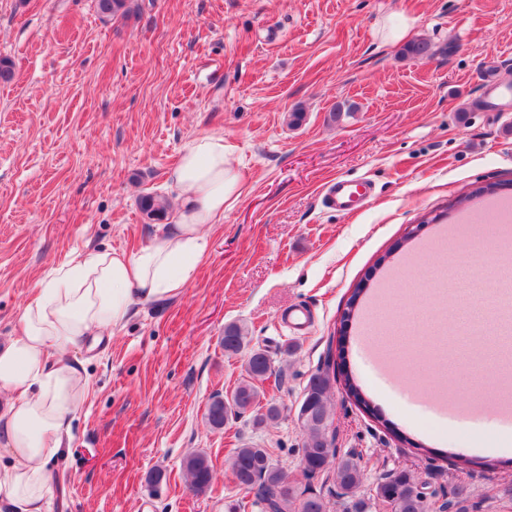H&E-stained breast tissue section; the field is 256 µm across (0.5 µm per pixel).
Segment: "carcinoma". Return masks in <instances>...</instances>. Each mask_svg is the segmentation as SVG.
<instances>
[{"mask_svg":"<svg viewBox=\"0 0 512 512\" xmlns=\"http://www.w3.org/2000/svg\"><path fill=\"white\" fill-rule=\"evenodd\" d=\"M132 0H97V11L104 19L125 18L131 12ZM403 54L416 59L434 56L432 44L423 38L410 41ZM138 206L152 222L166 216L164 201L153 194L139 198ZM221 345L227 354L247 355L246 376L227 395L217 394L207 407L208 424L221 430L228 421L247 412L252 413L253 425L263 428L278 422L283 408L272 401L261 404V393L254 380L263 378L273 371V360L268 351L250 346L246 330L237 324L224 328ZM333 382L329 371L319 368L306 383L299 413L305 415L302 422L303 441L301 468L303 475L311 480L319 479L321 484L337 487L336 496L341 512H370L373 505L382 502L390 512H431V502L418 491L420 483L408 472H388L375 482L373 494H361L365 472L360 460L353 454L336 459L335 438L331 430L332 420L328 409L329 394ZM229 468L236 487L253 491L263 512H331V500L322 492L291 488L288 495L280 490L288 476L273 460L268 449L255 443H244L233 449ZM182 469L191 479V486L197 492L207 489L213 478L209 457L203 452H194L182 460ZM471 495L466 484H458L448 500L452 512H470Z\"/></svg>","mask_w":512,"mask_h":512,"instance_id":"cac0c4a2","label":"carcinoma"}]
</instances>
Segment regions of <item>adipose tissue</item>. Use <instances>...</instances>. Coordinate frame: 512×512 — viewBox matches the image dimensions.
I'll use <instances>...</instances> for the list:
<instances>
[{"label": "adipose tissue", "mask_w": 512, "mask_h": 512, "mask_svg": "<svg viewBox=\"0 0 512 512\" xmlns=\"http://www.w3.org/2000/svg\"><path fill=\"white\" fill-rule=\"evenodd\" d=\"M180 190L174 224L136 252L94 249L40 281L20 316L18 336L0 345V507L44 512L49 472L72 440L71 419L86 399L84 361L64 356L88 336H108L134 301L181 296L209 248L206 226L222 223L242 195V178L223 137H194L171 173Z\"/></svg>", "instance_id": "adipose-tissue-1"}]
</instances>
